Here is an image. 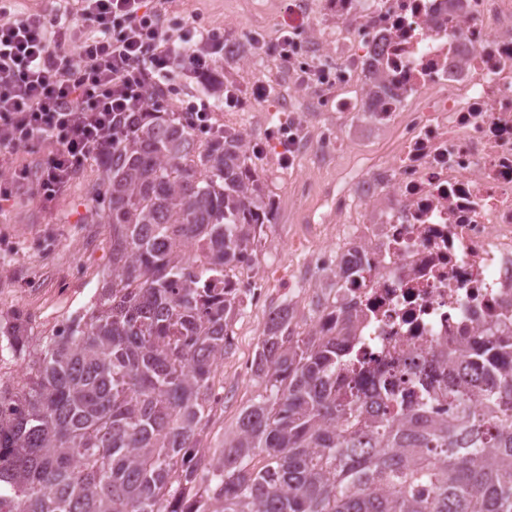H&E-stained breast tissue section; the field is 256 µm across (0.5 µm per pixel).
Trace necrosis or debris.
<instances>
[{
	"mask_svg": "<svg viewBox=\"0 0 512 512\" xmlns=\"http://www.w3.org/2000/svg\"><path fill=\"white\" fill-rule=\"evenodd\" d=\"M341 39L324 47L325 82L377 71L328 112H365L382 133L346 188L318 214L335 244L308 252L321 282L365 312L359 334L378 360L417 357L451 336L512 333V0H321ZM310 142L274 133L301 157L349 130L324 120Z\"/></svg>",
	"mask_w": 512,
	"mask_h": 512,
	"instance_id": "obj_1",
	"label": "necrosis or debris"
}]
</instances>
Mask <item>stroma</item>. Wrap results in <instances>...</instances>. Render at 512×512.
Here are the masks:
<instances>
[{"mask_svg":"<svg viewBox=\"0 0 512 512\" xmlns=\"http://www.w3.org/2000/svg\"><path fill=\"white\" fill-rule=\"evenodd\" d=\"M288 3L266 0L260 7L256 0H146L148 7L168 16L194 19L220 32L228 43L247 41L254 31L262 34L264 45L254 51L252 62L214 55V74L236 88L240 103L233 108L216 105L212 127L244 129L263 139L265 117L274 110L296 121L305 136L314 137L317 99L324 90L313 87L311 96L289 103L288 87L295 77L279 56L281 17ZM259 83L266 86L265 95L254 94ZM379 149L378 135L371 132L343 144L327 159L315 153L288 163L273 149L254 155L274 203V221L265 225L254 259L256 270L265 275V302L247 305L232 323V347L214 378L224 389V403L211 412L204 447H222L235 431L241 410L265 392L264 383L241 376L238 365L254 355L271 309L287 298L301 311L310 308L316 290L309 285L307 251L320 237L336 234L332 228L316 234L309 222L322 191L355 173L361 159ZM101 178L102 169L93 160L51 203H42L33 190L23 187L0 208V321L19 310L28 313L32 348H41L58 324L90 307L102 285L111 259L110 237L105 225L86 221L89 190ZM301 181L308 184L302 195L295 189Z\"/></svg>","mask_w":512,"mask_h":512,"instance_id":"stroma-1","label":"stroma"}]
</instances>
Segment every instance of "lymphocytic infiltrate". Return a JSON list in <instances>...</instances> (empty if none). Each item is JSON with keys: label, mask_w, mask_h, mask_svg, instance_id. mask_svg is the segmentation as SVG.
Masks as SVG:
<instances>
[{"label": "lymphocytic infiltrate", "mask_w": 512, "mask_h": 512, "mask_svg": "<svg viewBox=\"0 0 512 512\" xmlns=\"http://www.w3.org/2000/svg\"><path fill=\"white\" fill-rule=\"evenodd\" d=\"M0 0V157L43 142L54 149L33 182L51 202L111 142L123 113L144 108L150 80L208 71L188 27L145 0H81L76 13L19 17Z\"/></svg>", "instance_id": "1"}]
</instances>
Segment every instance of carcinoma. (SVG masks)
<instances>
[{
    "label": "carcinoma",
    "instance_id": "cac0c4a2",
    "mask_svg": "<svg viewBox=\"0 0 512 512\" xmlns=\"http://www.w3.org/2000/svg\"><path fill=\"white\" fill-rule=\"evenodd\" d=\"M148 97L90 190L111 239L92 307L38 351L28 316L0 330L22 367L0 380V512H512V334L374 366L333 285L310 302L324 332H298L289 302L269 313L252 371L269 394L200 447L243 311L231 272L274 208L237 133Z\"/></svg>",
    "mask_w": 512,
    "mask_h": 512
}]
</instances>
